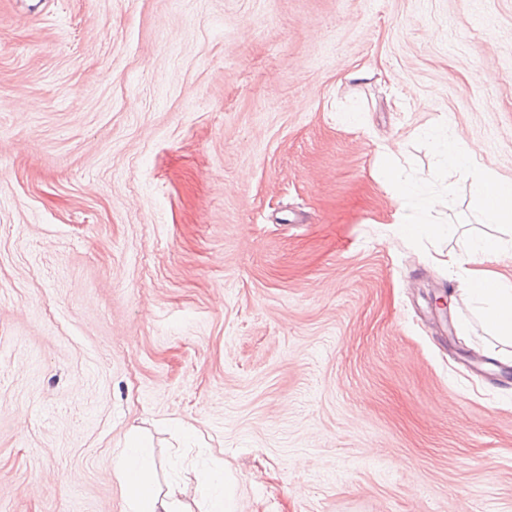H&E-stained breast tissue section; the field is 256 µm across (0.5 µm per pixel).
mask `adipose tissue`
<instances>
[{
  "mask_svg": "<svg viewBox=\"0 0 512 512\" xmlns=\"http://www.w3.org/2000/svg\"><path fill=\"white\" fill-rule=\"evenodd\" d=\"M157 461L146 443L130 436L114 457V471L124 492L129 512H182L180 488L159 489L155 482Z\"/></svg>",
  "mask_w": 512,
  "mask_h": 512,
  "instance_id": "adipose-tissue-1",
  "label": "adipose tissue"
}]
</instances>
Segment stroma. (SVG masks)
<instances>
[{
	"instance_id": "1",
	"label": "stroma",
	"mask_w": 512,
	"mask_h": 512,
	"mask_svg": "<svg viewBox=\"0 0 512 512\" xmlns=\"http://www.w3.org/2000/svg\"><path fill=\"white\" fill-rule=\"evenodd\" d=\"M512 181V0H0V512H512V360L384 158ZM449 294L448 306L437 299ZM146 443L130 436L114 457L118 476L130 512H183L178 484L171 483L165 492L155 482L157 461ZM203 479L208 489V504L204 512H234L233 501L224 492V473L211 472L204 475Z\"/></svg>"
}]
</instances>
